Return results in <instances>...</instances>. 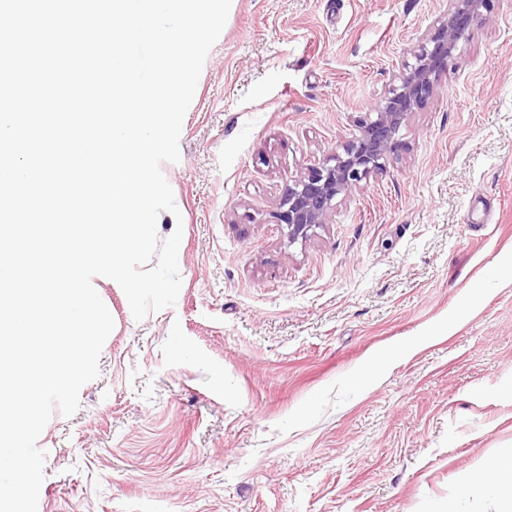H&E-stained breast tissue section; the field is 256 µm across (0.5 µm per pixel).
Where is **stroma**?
Listing matches in <instances>:
<instances>
[{
  "instance_id": "1",
  "label": "stroma",
  "mask_w": 512,
  "mask_h": 512,
  "mask_svg": "<svg viewBox=\"0 0 512 512\" xmlns=\"http://www.w3.org/2000/svg\"><path fill=\"white\" fill-rule=\"evenodd\" d=\"M447 5L234 0L161 165L177 301L138 321L94 278L114 329L39 438L38 512H504L487 466L512 448V0L331 223L292 242L275 218Z\"/></svg>"
}]
</instances>
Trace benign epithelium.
<instances>
[{"instance_id":"benign-epithelium-1","label":"benign epithelium","mask_w":512,"mask_h":512,"mask_svg":"<svg viewBox=\"0 0 512 512\" xmlns=\"http://www.w3.org/2000/svg\"><path fill=\"white\" fill-rule=\"evenodd\" d=\"M490 0H448V8L417 40L413 62L394 77L375 105L376 118L358 123L357 133L342 151L307 168L293 180L276 211L288 238L305 239L309 231L332 220L334 200L357 187L402 148L399 130L408 115L438 94L439 79L453 59L458 37Z\"/></svg>"}]
</instances>
